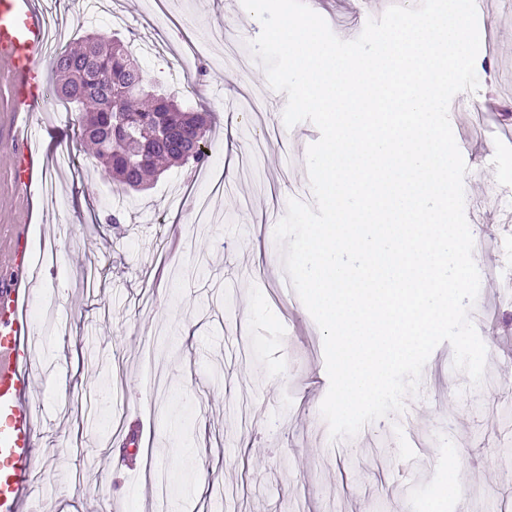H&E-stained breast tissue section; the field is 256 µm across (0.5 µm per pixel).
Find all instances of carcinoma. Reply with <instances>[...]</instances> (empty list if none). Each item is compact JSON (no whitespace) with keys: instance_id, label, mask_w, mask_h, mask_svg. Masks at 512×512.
Wrapping results in <instances>:
<instances>
[{"instance_id":"1","label":"carcinoma","mask_w":512,"mask_h":512,"mask_svg":"<svg viewBox=\"0 0 512 512\" xmlns=\"http://www.w3.org/2000/svg\"><path fill=\"white\" fill-rule=\"evenodd\" d=\"M51 67L59 80L50 100L79 107L81 140L122 190H145L173 164L207 163V116L157 93V83L121 40L87 35L57 53Z\"/></svg>"}]
</instances>
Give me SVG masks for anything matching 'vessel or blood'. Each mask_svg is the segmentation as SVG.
Segmentation results:
<instances>
[{
	"label": "vessel or blood",
	"instance_id": "1",
	"mask_svg": "<svg viewBox=\"0 0 512 512\" xmlns=\"http://www.w3.org/2000/svg\"><path fill=\"white\" fill-rule=\"evenodd\" d=\"M52 28L41 0H0V68L11 78L12 110L25 122L11 138L15 182L28 193L44 183L43 149L53 128L44 126L46 44ZM17 275L0 282V512H23L21 494L36 446V412L27 397L38 373L32 365L33 325L23 316L35 294L25 237L13 250Z\"/></svg>",
	"mask_w": 512,
	"mask_h": 512
}]
</instances>
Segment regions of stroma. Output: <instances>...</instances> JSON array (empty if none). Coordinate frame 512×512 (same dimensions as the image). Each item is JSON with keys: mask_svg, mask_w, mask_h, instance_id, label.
I'll return each instance as SVG.
<instances>
[{"mask_svg": "<svg viewBox=\"0 0 512 512\" xmlns=\"http://www.w3.org/2000/svg\"><path fill=\"white\" fill-rule=\"evenodd\" d=\"M60 17L64 44L84 33L120 34L148 52L143 65L188 108L215 120L212 160L197 177L171 168L123 208L114 226V182L79 143L64 113L46 150V182L29 196L11 177L15 122L10 78L0 70V277L10 278L13 245L25 231L37 291L56 306L40 328L33 364L42 380L30 483L32 512H55L71 491L83 512H506L512 508V298L499 296V264L512 231V133L496 112L477 113L475 95L449 106L467 166L465 206L483 213L472 228L480 290L470 317L486 347L480 384L453 367L438 345L418 394L395 418L331 439L320 415L329 389L323 337L297 294L281 289L275 224L289 199L313 204L306 152L320 133L283 122L286 94L270 88L248 48L260 22L241 0H72ZM317 12L343 40L368 20L351 0H320ZM480 85L512 99V0H487L478 20ZM200 49L207 72L184 77L180 60ZM292 147L282 151V139ZM211 196L217 223L193 227L197 198ZM195 321L202 335H183ZM455 420H448V410ZM138 421L137 470H128L118 433ZM108 450L97 453L99 445ZM184 455L177 456L173 447ZM457 488L442 489L448 459Z\"/></svg>", "mask_w": 512, "mask_h": 512, "instance_id": "obj_1", "label": "stroma"}]
</instances>
